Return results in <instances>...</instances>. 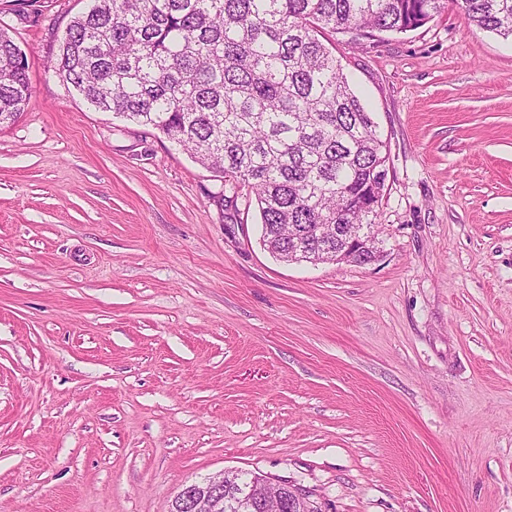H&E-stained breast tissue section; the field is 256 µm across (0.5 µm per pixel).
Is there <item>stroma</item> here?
<instances>
[{
  "mask_svg": "<svg viewBox=\"0 0 512 512\" xmlns=\"http://www.w3.org/2000/svg\"><path fill=\"white\" fill-rule=\"evenodd\" d=\"M88 0H0V512H168L232 469L322 512H512V40L454 8L321 40L387 145L380 256L286 263L256 207L49 63ZM21 53L8 29L0 28V125L13 121L31 98L27 59L22 63Z\"/></svg>",
  "mask_w": 512,
  "mask_h": 512,
  "instance_id": "35a3bbf8",
  "label": "stroma"
}]
</instances>
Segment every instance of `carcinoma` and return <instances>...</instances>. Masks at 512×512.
I'll use <instances>...</instances> for the list:
<instances>
[{
    "mask_svg": "<svg viewBox=\"0 0 512 512\" xmlns=\"http://www.w3.org/2000/svg\"><path fill=\"white\" fill-rule=\"evenodd\" d=\"M512 39V0H455ZM448 0H93L67 26L56 74L95 110L158 130L255 196L263 245L282 224H370L363 199L386 143L317 37L415 30ZM21 47L0 28V125L28 105Z\"/></svg>",
    "mask_w": 512,
    "mask_h": 512,
    "instance_id": "cac0c4a2",
    "label": "carcinoma"
}]
</instances>
